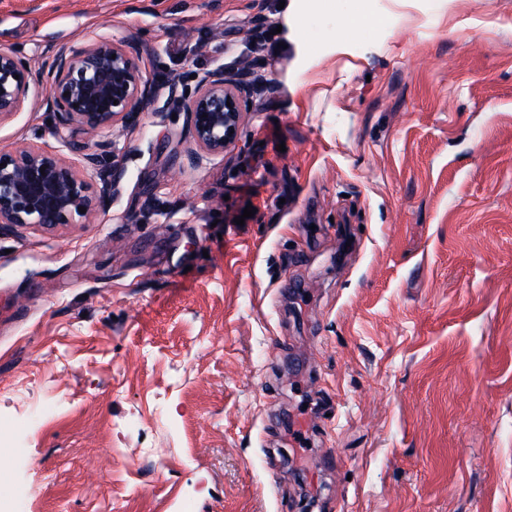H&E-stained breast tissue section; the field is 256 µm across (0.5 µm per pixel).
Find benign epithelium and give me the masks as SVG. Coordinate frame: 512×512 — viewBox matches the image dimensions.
<instances>
[{
	"label": "benign epithelium",
	"mask_w": 512,
	"mask_h": 512,
	"mask_svg": "<svg viewBox=\"0 0 512 512\" xmlns=\"http://www.w3.org/2000/svg\"><path fill=\"white\" fill-rule=\"evenodd\" d=\"M252 77L249 66L229 75L219 67L204 73L195 91L186 95L174 81H155L133 40L61 45L36 66L0 46V119L20 111L32 87L43 86L41 106L56 119L55 135L62 138L72 128L95 135L119 123L134 125L141 113L156 109L165 90L167 100L181 105L187 116L189 146L183 155L189 166L198 167L237 141ZM109 147L111 143L99 141L73 144L78 165L47 148L1 151L0 230L27 225L54 229L103 208L121 192L124 177L117 160L104 161Z\"/></svg>",
	"instance_id": "obj_1"
}]
</instances>
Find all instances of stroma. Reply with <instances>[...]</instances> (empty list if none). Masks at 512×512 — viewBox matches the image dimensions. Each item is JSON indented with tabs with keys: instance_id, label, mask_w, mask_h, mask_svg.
<instances>
[{
	"instance_id": "35a3bbf8",
	"label": "stroma",
	"mask_w": 512,
	"mask_h": 512,
	"mask_svg": "<svg viewBox=\"0 0 512 512\" xmlns=\"http://www.w3.org/2000/svg\"><path fill=\"white\" fill-rule=\"evenodd\" d=\"M101 36L255 81L223 154L159 101L115 200L0 231V512H512V0H0L30 62ZM44 93L0 150L70 157Z\"/></svg>"
}]
</instances>
